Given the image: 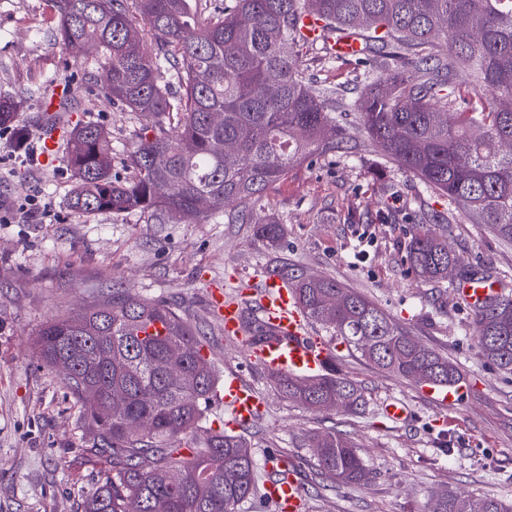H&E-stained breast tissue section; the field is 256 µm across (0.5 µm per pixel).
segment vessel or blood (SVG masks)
Returning <instances> with one entry per match:
<instances>
[{
    "label": "vessel or blood",
    "mask_w": 512,
    "mask_h": 512,
    "mask_svg": "<svg viewBox=\"0 0 512 512\" xmlns=\"http://www.w3.org/2000/svg\"><path fill=\"white\" fill-rule=\"evenodd\" d=\"M240 288L242 294L253 295L261 321L272 333L265 343L250 346L251 356L272 373L297 377L321 374L331 357V348L307 336V322L294 291L273 274L265 276L260 292H253L248 282L241 283ZM457 291L474 308L481 307L495 294L494 289L470 279L460 280ZM210 296L213 309L224 323L225 335L238 337L246 332L241 303L225 296L221 286L215 284L210 287ZM218 401L230 408L235 420L241 424L252 421L265 409L264 401L234 378L225 380L224 392ZM264 497L274 512H298L304 501L302 489L293 476L285 481L267 479Z\"/></svg>",
    "instance_id": "1"
}]
</instances>
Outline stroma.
I'll return each instance as SVG.
<instances>
[{
  "instance_id": "obj_1",
  "label": "stroma",
  "mask_w": 512,
  "mask_h": 512,
  "mask_svg": "<svg viewBox=\"0 0 512 512\" xmlns=\"http://www.w3.org/2000/svg\"><path fill=\"white\" fill-rule=\"evenodd\" d=\"M52 26L50 0H0V97L15 101L14 124L40 142L41 94L70 81L68 127H107L112 172L130 176L127 155L141 118L106 99L97 51L71 67L52 43ZM298 61L344 98L359 94L354 62L330 64L316 44L301 49ZM57 136L55 153L23 167L7 153L10 132L0 131V512H77L103 480L108 466L86 448L88 431L62 374L38 365L33 338L55 313L87 309L116 283L180 302L218 379L237 378L264 399V414L245 435L256 454L274 450L298 470L306 512H425L431 494L448 490L512 503V375L480 355L474 313L457 293L465 271L505 278L512 291V243L423 190L353 125L335 152L289 169L251 204L247 224L225 223L220 211L202 224H161L140 211L75 210L65 130ZM271 218L285 227L275 249L253 235L254 225ZM422 225L442 235L460 262L439 282H421L407 262ZM283 263L374 302L455 362L465 392L451 404L437 401L425 386L378 369L311 322L310 336L332 343L339 370L363 387L367 413L309 410L283 397L248 357V338L225 336L208 290L214 280L235 293L237 281L260 279V267ZM393 401L406 405L404 420L386 416ZM325 431L357 444L373 472L368 484L318 475L303 437Z\"/></svg>"
}]
</instances>
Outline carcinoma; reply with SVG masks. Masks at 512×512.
<instances>
[{"label":"carcinoma","mask_w":512,"mask_h":512,"mask_svg":"<svg viewBox=\"0 0 512 512\" xmlns=\"http://www.w3.org/2000/svg\"><path fill=\"white\" fill-rule=\"evenodd\" d=\"M53 41L72 64L86 45L100 51L107 98L145 124L128 155L132 175L112 178L109 131L98 123L69 134L65 165L76 184L70 205L83 213L140 210L159 222L200 224L224 211L248 224V207L289 168L332 152L343 138L336 113L352 112L369 143L425 189L476 215L512 242V0H227L207 15L202 0H51ZM307 15L322 23V50L341 33L359 36L358 99L305 76L294 48L308 43ZM481 35L472 37L474 24ZM175 72L176 84L161 80ZM178 115L177 131L162 126ZM215 113L223 114L219 123ZM235 146L231 160L224 144ZM208 208L198 206L199 199ZM255 236L275 244V222ZM409 261L425 280L458 262L431 229L417 228ZM303 314L332 331L381 370L423 384L454 385L461 372L415 339L373 302L333 279L277 267ZM159 324L162 329H154ZM481 355L512 373V296L474 311ZM36 357L60 369L91 428L90 451L108 473L81 512H238L255 492L257 461L239 435L210 431L184 454L181 442L202 428L217 376L203 342L179 308L117 287L94 307L46 321ZM177 361L182 379L167 369ZM283 396L308 409L366 412L363 388L332 371L296 378L270 374ZM123 394L112 407V392ZM318 470L344 483L372 472L341 433H315ZM432 512H512L491 498L448 491Z\"/></svg>","instance_id":"carcinoma-1"}]
</instances>
